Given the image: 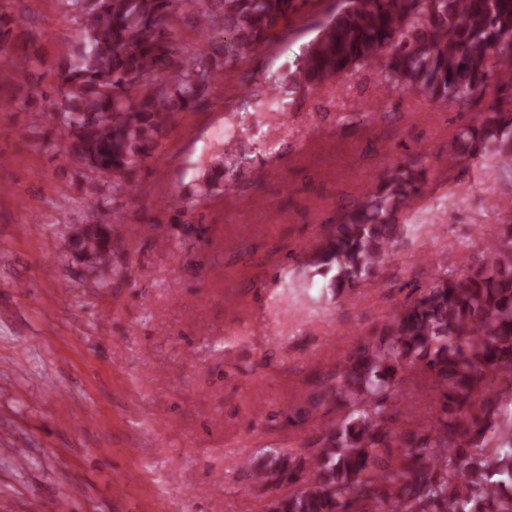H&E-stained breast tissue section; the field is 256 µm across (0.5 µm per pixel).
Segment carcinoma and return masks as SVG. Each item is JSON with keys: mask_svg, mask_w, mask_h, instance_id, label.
<instances>
[{"mask_svg": "<svg viewBox=\"0 0 512 512\" xmlns=\"http://www.w3.org/2000/svg\"><path fill=\"white\" fill-rule=\"evenodd\" d=\"M80 20L78 50L57 66L58 111L46 127L66 128V157L112 179V200L162 145L175 116L194 112L211 83L286 26L308 0H201L197 26L211 39L208 69L177 57L179 5L196 0H59ZM0 12V89L45 61L35 41ZM380 67L390 90L463 108L483 101L489 82L512 90V0H342L317 24L294 68L266 80L269 98L306 96L363 66ZM460 131L448 155L480 157L512 178V109L492 102ZM251 158L227 145L211 161L195 197L241 181ZM426 169L396 162L355 206L340 213L310 266L351 293L392 256L399 212L422 194ZM88 223L67 233L75 257L101 287L112 274V230L95 200ZM475 272L444 269L402 312L386 319L320 382L332 408L307 447L242 465L257 485L288 474L272 512H512V411L497 396L474 400L488 375L512 395V219L481 250ZM421 368L439 389L443 416L429 436L394 425L392 401ZM399 449L393 454V449Z\"/></svg>", "mask_w": 512, "mask_h": 512, "instance_id": "obj_1", "label": "carcinoma"}]
</instances>
